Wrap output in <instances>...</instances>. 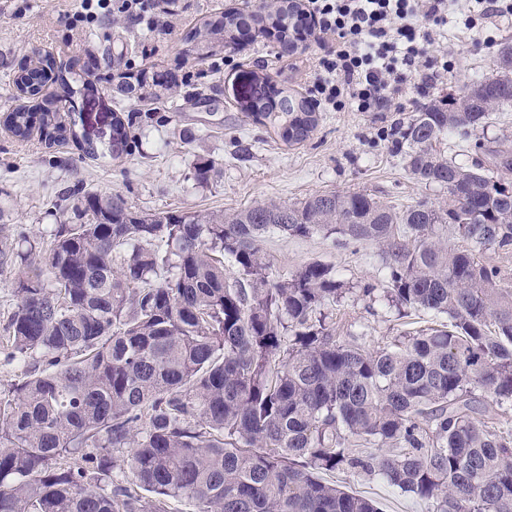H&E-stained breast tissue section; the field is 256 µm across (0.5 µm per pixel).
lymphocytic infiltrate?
I'll return each instance as SVG.
<instances>
[{
    "label": "lymphocytic infiltrate",
    "mask_w": 512,
    "mask_h": 512,
    "mask_svg": "<svg viewBox=\"0 0 512 512\" xmlns=\"http://www.w3.org/2000/svg\"><path fill=\"white\" fill-rule=\"evenodd\" d=\"M457 0H307L319 34L333 47L317 60L313 89L325 106L342 112H386L409 93L428 96L448 72L429 49L448 28ZM157 26L156 0H79L76 24L93 23L109 8ZM512 20V0H473L459 21L495 42L500 22Z\"/></svg>",
    "instance_id": "lymphocytic-infiltrate-1"
}]
</instances>
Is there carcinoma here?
Wrapping results in <instances>:
<instances>
[{
  "label": "carcinoma",
  "mask_w": 512,
  "mask_h": 512,
  "mask_svg": "<svg viewBox=\"0 0 512 512\" xmlns=\"http://www.w3.org/2000/svg\"><path fill=\"white\" fill-rule=\"evenodd\" d=\"M299 9L211 17L187 41L212 54L249 22L285 26ZM54 69L57 97L8 113L15 137L37 125L64 138L61 104L96 91L46 56L13 83L35 97ZM511 81L497 70L392 124L408 175L448 190L436 202L397 211L346 191L149 214L118 193L77 192L74 220L44 236L0 227L16 296L0 348L23 367L0 393V512H168L178 497L198 512H380L325 480L336 471L379 476L430 512H512V270L482 258L512 255V146L474 138L512 108ZM169 90L144 79L126 94ZM276 95L243 109L305 141L313 105ZM448 136L488 161L446 156ZM275 231L376 243L386 288L362 296L447 321L376 348L337 336L329 307L347 284L321 262L271 278L259 243ZM124 465L134 480L117 483Z\"/></svg>",
  "instance_id": "carcinoma-1"
}]
</instances>
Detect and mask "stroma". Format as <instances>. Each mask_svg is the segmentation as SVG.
<instances>
[{
	"mask_svg": "<svg viewBox=\"0 0 512 512\" xmlns=\"http://www.w3.org/2000/svg\"><path fill=\"white\" fill-rule=\"evenodd\" d=\"M261 6L262 0H173L164 16L169 29L161 34L116 14L72 26L73 0H0V115L35 109V100L19 96L13 78L37 57L51 56L97 79L93 95L75 97L61 113L73 136L51 144L37 129L24 141L0 129V223L10 231L46 232L71 218L65 192L74 188L121 194L132 210L144 213L230 212L257 201L291 204L334 191H364L398 210L425 196L441 198L439 188L410 178L378 134L399 112L322 111L310 139L291 146L269 122L242 111L244 100L258 91V74L267 75L271 87L310 96L321 46L310 38L285 57L278 39L255 24L202 57L190 51L185 36L207 18L257 14ZM448 51L453 54L448 75L431 90L434 99L458 95L494 69L496 48L478 50L444 39L430 48L434 55ZM150 68L172 75L176 87L169 98L134 101L117 92V73L136 76ZM116 112L128 122L131 138L115 159L110 151ZM88 141L103 157L84 153ZM203 162L215 167L205 183L196 179ZM261 249L280 279L319 261L354 287L385 285L380 251L368 242L340 246L321 234L297 238L272 232ZM332 312L337 335L363 337L372 347L433 324L428 315L402 318L384 302L355 295ZM333 479L375 500L382 512H428L425 503L380 477L337 473Z\"/></svg>",
	"mask_w": 512,
	"mask_h": 512,
	"instance_id": "stroma-1",
	"label": "stroma"
}]
</instances>
